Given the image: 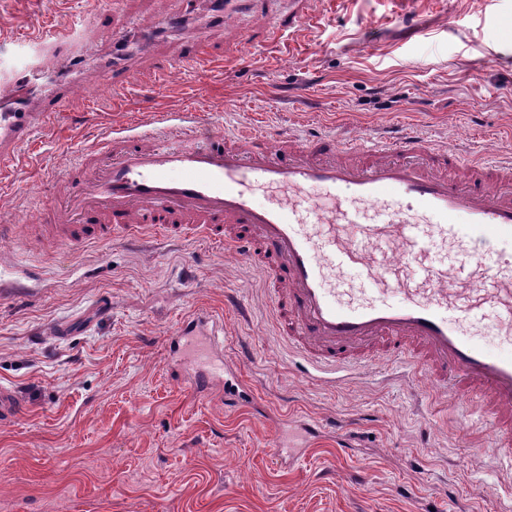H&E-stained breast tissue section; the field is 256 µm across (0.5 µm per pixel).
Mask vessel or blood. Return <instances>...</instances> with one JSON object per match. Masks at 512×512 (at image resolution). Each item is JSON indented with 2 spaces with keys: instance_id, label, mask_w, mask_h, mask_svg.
I'll use <instances>...</instances> for the list:
<instances>
[{
  "instance_id": "b4317fda",
  "label": "vessel or blood",
  "mask_w": 512,
  "mask_h": 512,
  "mask_svg": "<svg viewBox=\"0 0 512 512\" xmlns=\"http://www.w3.org/2000/svg\"><path fill=\"white\" fill-rule=\"evenodd\" d=\"M313 0H294L261 31L300 30ZM124 90L131 72L97 70ZM46 96L38 109L16 96L0 100V174L13 172L19 146L68 107ZM157 130H113L84 151L57 203L27 234L51 248L200 236L241 252L277 289L279 332L319 368L355 370L367 348L410 366L444 392L478 400L493 445L512 456V355L473 339L478 323L512 337V158L484 163L455 146L406 130L382 141L337 144L327 131L291 134L277 145L253 133L227 138L196 127L192 113H163ZM323 195L313 198L311 188ZM268 192L259 205L256 191ZM357 227L347 235V227ZM413 276H406V269ZM354 269L381 294L337 302L338 273ZM397 291L401 300L384 294ZM190 352L189 386L211 394L224 376V326L199 312L173 336Z\"/></svg>"
}]
</instances>
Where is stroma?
<instances>
[{"mask_svg":"<svg viewBox=\"0 0 512 512\" xmlns=\"http://www.w3.org/2000/svg\"><path fill=\"white\" fill-rule=\"evenodd\" d=\"M0 0V93L34 55L29 40L71 29L69 62L34 97L75 86L0 182V385L20 414L0 421V512H512V461L477 405L375 359L337 376L308 366L277 330L276 302L245 256L200 239L92 243L46 254L25 238L81 150L119 125L194 111L228 133L269 140L324 128L369 137L415 129L434 143L512 154V0H318L306 28L222 62L254 27L211 18L209 0ZM156 20L152 31L138 26ZM132 30L131 86L92 82ZM205 38L218 60L178 67ZM173 62L159 75V61ZM221 317L224 356L252 395L239 408L192 393L168 368L165 338L198 309ZM322 428L294 464L283 419ZM345 424L354 452L342 454ZM368 482L354 484L355 468Z\"/></svg>","mask_w":512,"mask_h":512,"instance_id":"stroma-1","label":"stroma"}]
</instances>
